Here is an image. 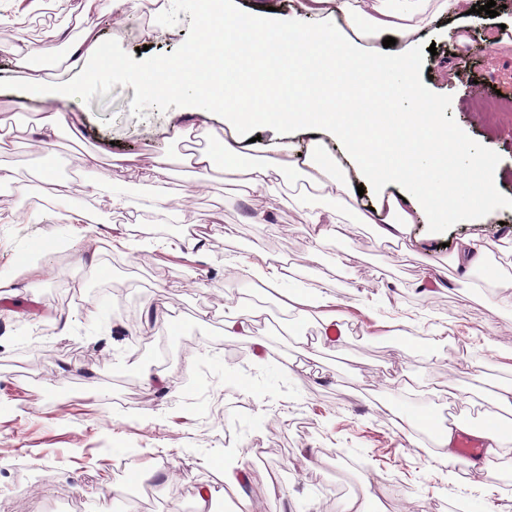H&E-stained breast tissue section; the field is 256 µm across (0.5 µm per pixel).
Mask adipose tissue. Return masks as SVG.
<instances>
[{"label": "adipose tissue", "instance_id": "adipose-tissue-1", "mask_svg": "<svg viewBox=\"0 0 512 512\" xmlns=\"http://www.w3.org/2000/svg\"><path fill=\"white\" fill-rule=\"evenodd\" d=\"M470 0H294L292 13L273 11L274 0H252L248 13L230 0H198L199 36L183 54L159 68L137 75L153 93L184 97L192 111L220 115L229 126H272L317 129L333 136L363 182L395 186V193L362 203L352 182L318 144L300 148L277 141L260 161L245 160L233 143L223 155L195 148L192 130H176L183 157L195 173L223 166L242 171L246 187L277 198L282 183L298 187L309 224L339 223L343 212L358 223L376 226L381 237L400 233L403 225L427 215L434 224H468L495 201L499 179L490 159L448 129L439 113H423L429 96L416 80L415 61L408 52L384 49L366 52L350 37L357 31L380 39L405 36L446 19H460ZM254 43L240 47L242 32ZM63 33L45 28L39 43L16 38L7 54L15 67L30 68L38 56L52 55ZM107 54L95 29L87 28L65 56V77L57 82L33 74L31 84L46 107L36 134L42 149L54 147L69 123L73 91L70 74L102 61ZM337 91L349 107L344 116L332 113L321 91ZM407 99L416 111L393 121L389 98ZM483 189L474 191L473 172ZM487 261V249L464 242L450 264L463 276V287L490 300L491 308H512V294L492 296L488 282L474 279Z\"/></svg>", "mask_w": 512, "mask_h": 512}]
</instances>
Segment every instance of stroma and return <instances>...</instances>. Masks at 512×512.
I'll return each mask as SVG.
<instances>
[{"instance_id":"1","label":"stroma","mask_w":512,"mask_h":512,"mask_svg":"<svg viewBox=\"0 0 512 512\" xmlns=\"http://www.w3.org/2000/svg\"><path fill=\"white\" fill-rule=\"evenodd\" d=\"M182 9L170 29L162 13L146 22L136 7L118 24H100L105 47L125 71L113 72L107 60L76 78L77 129L62 131L50 154L29 132L43 104L29 92L28 72L0 56V111L27 115L25 131L0 147V163L25 176L58 166L75 171L94 151L100 161L92 177L144 199L154 188L138 170L165 155L177 222L190 216L206 228L196 239L174 233L196 266L168 265L161 278L117 212L94 211V223L82 226L53 223L51 211L63 207L93 211L91 197L58 202L35 183L28 208L43 215L38 224L15 223L14 201H0V512H197L203 489L210 512H224L235 495L224 467L242 461L254 474L248 489L255 512H336L341 501L369 493L373 512H448L462 498L469 512H512V490L498 483L502 463L474 470L449 461L447 451L430 449V429L416 418L452 408L479 424L492 391L512 385V360L503 358L512 350V309L492 310L448 264L463 240L492 248L512 239V209H489L471 224L420 219L394 245L348 214L319 246L301 207L284 201L274 221H259L268 198L240 195L220 173L182 197L177 129H195L215 149L239 140L255 157L278 136L273 128L223 127L136 82L134 72L174 58L193 38L191 0ZM510 22L512 6L493 18L472 13L463 18V36L417 32L395 47L411 48L415 77L428 84L442 121L489 157L503 175L499 197L512 200V38L499 37ZM114 154L129 157L127 171H111ZM55 238L68 240L67 254L48 253L36 271H19L32 244ZM273 241L297 250V288L331 300L344 331L315 359L303 355L298 339L320 336L319 323L282 319L281 299L272 294L260 301L265 320L251 338L224 333L235 294H246L249 284L233 267ZM115 243L123 246L116 256L108 250ZM425 274L441 283L430 295L418 287ZM106 282L122 287L121 296L102 297ZM67 284L77 299L63 306L55 294ZM157 296L176 327L154 335L144 319ZM229 346L242 350L239 362L226 357ZM153 358L163 384L144 388L140 403L128 383L141 381ZM187 380L196 384L189 395ZM483 382L489 392L472 406L470 393ZM369 433L387 440L383 460H373ZM348 442L362 452L359 466L337 455ZM245 448L251 460L243 459ZM173 456L182 468L167 466ZM122 461L154 470L151 484L117 473ZM32 464L43 469L33 487L18 478Z\"/></svg>"}]
</instances>
